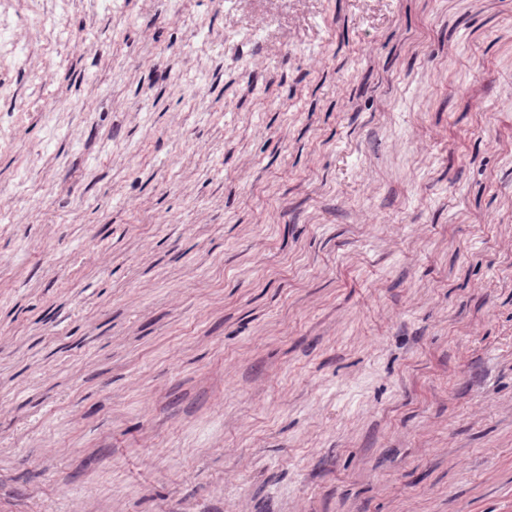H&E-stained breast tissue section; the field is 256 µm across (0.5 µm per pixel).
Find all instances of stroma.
I'll list each match as a JSON object with an SVG mask.
<instances>
[{"label": "stroma", "instance_id": "obj_1", "mask_svg": "<svg viewBox=\"0 0 512 512\" xmlns=\"http://www.w3.org/2000/svg\"><path fill=\"white\" fill-rule=\"evenodd\" d=\"M53 8L0 0V512H512V0Z\"/></svg>", "mask_w": 512, "mask_h": 512}]
</instances>
